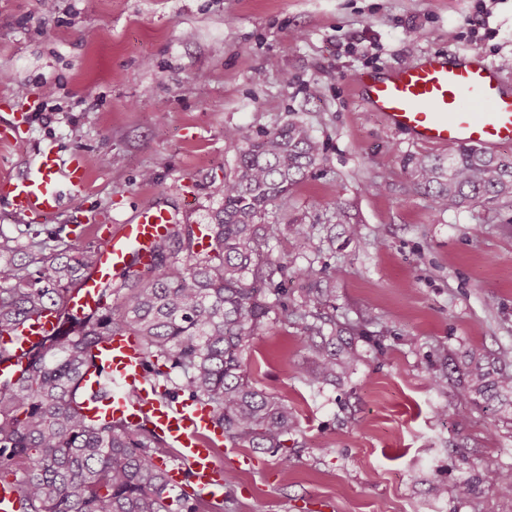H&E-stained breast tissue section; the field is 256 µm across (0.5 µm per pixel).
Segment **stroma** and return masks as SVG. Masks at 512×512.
Segmentation results:
<instances>
[{"mask_svg":"<svg viewBox=\"0 0 512 512\" xmlns=\"http://www.w3.org/2000/svg\"><path fill=\"white\" fill-rule=\"evenodd\" d=\"M462 50L512 84V0H57L50 12L0 0V110L43 107L20 120L26 142L0 146V175L44 145L87 167L85 190L51 218L0 205L14 262L34 240L92 250L97 227L148 205L209 223L236 164L226 129L256 139L301 121L321 144L287 209L267 215L298 219L311 240L272 241L271 257L289 299L313 267L337 326L368 337L353 372L316 388L297 319L259 331L250 380L295 415L293 463L225 443L218 459L236 479L215 497L224 512H512V410L458 413L453 386L432 383L458 378L471 355L512 350V206L435 209L406 162L438 148L389 128L353 90L359 74ZM487 470L495 484L481 482ZM467 481L475 492L459 496Z\"/></svg>","mask_w":512,"mask_h":512,"instance_id":"obj_1","label":"stroma"}]
</instances>
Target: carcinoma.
<instances>
[{
    "instance_id": "carcinoma-1",
    "label": "carcinoma",
    "mask_w": 512,
    "mask_h": 512,
    "mask_svg": "<svg viewBox=\"0 0 512 512\" xmlns=\"http://www.w3.org/2000/svg\"><path fill=\"white\" fill-rule=\"evenodd\" d=\"M236 150V166L224 176L222 203L211 223L172 225L153 247L149 263L137 260L119 276L129 295L101 289L105 307L75 317L66 297L77 270L91 267L96 253L75 247L54 257L32 244L28 262L0 267V337L35 312L61 313L59 335L33 355L14 380H0V481L11 476L20 487L17 512H202L170 488L157 458L169 445L147 424L132 428L112 417L82 413L83 374L99 368L96 351L106 336L139 337L150 381L176 398L211 405L224 439L237 445L281 452L288 466V436L297 422L288 405L249 384L243 351L271 314L300 319L303 347L311 365L307 384L334 382L355 367V337L336 335V321L320 313L328 302L315 270L301 302L288 300L275 282L284 263L269 254L270 241L288 236L306 241L301 224H267L269 207L288 203L319 156L307 127L293 121L258 139L225 131ZM417 185L439 209L483 200L512 201V161L481 149L460 147L448 158L409 161ZM512 397V371L496 377L480 363L469 366L456 387V406L468 412L477 398Z\"/></svg>"
}]
</instances>
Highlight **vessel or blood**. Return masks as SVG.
<instances>
[{
	"label": "vessel or blood",
	"mask_w": 512,
	"mask_h": 512,
	"mask_svg": "<svg viewBox=\"0 0 512 512\" xmlns=\"http://www.w3.org/2000/svg\"><path fill=\"white\" fill-rule=\"evenodd\" d=\"M355 92L390 127L416 143L490 150L512 142V91L499 67L482 56L427 54L406 67L358 76ZM85 183L82 159H66L55 148L40 147L22 172L0 177V202L18 217H49L62 206L63 188L77 192ZM174 221L173 215L153 206L107 228L91 272L68 293L69 312L80 317L99 311L101 288L116 279L131 255L148 263L154 243ZM59 327L58 313L51 308L19 325L8 340V355L0 359V379L17 378L35 349ZM99 357L102 371L84 378L85 416L109 414L133 426L149 422L177 450L168 465L171 487L195 499L212 497L224 483L225 469L214 455L224 438L209 408L196 400L162 396L146 378L145 354L135 336L108 337Z\"/></svg>",
	"instance_id": "1"
}]
</instances>
